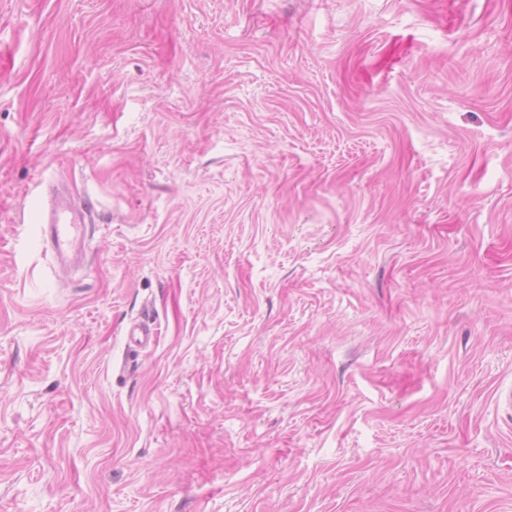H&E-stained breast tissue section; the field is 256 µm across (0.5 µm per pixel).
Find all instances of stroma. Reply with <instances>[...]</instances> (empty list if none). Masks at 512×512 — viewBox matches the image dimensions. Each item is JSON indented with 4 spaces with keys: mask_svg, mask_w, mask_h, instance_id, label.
I'll list each match as a JSON object with an SVG mask.
<instances>
[{
    "mask_svg": "<svg viewBox=\"0 0 512 512\" xmlns=\"http://www.w3.org/2000/svg\"><path fill=\"white\" fill-rule=\"evenodd\" d=\"M511 390L512 0H0V512H512ZM95 205L91 199L74 198L67 188L51 187L48 203L36 224L43 240H49L54 268L67 271L69 254L84 241L86 224L92 221Z\"/></svg>",
    "mask_w": 512,
    "mask_h": 512,
    "instance_id": "stroma-1",
    "label": "stroma"
}]
</instances>
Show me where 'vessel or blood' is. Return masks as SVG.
<instances>
[{
    "mask_svg": "<svg viewBox=\"0 0 512 512\" xmlns=\"http://www.w3.org/2000/svg\"><path fill=\"white\" fill-rule=\"evenodd\" d=\"M94 211L92 200L77 199L68 190L50 188L38 225L42 236L50 242L52 264L57 270H66L69 255L83 242L86 226L91 222Z\"/></svg>",
    "mask_w": 512,
    "mask_h": 512,
    "instance_id": "obj_1",
    "label": "vessel or blood"
}]
</instances>
